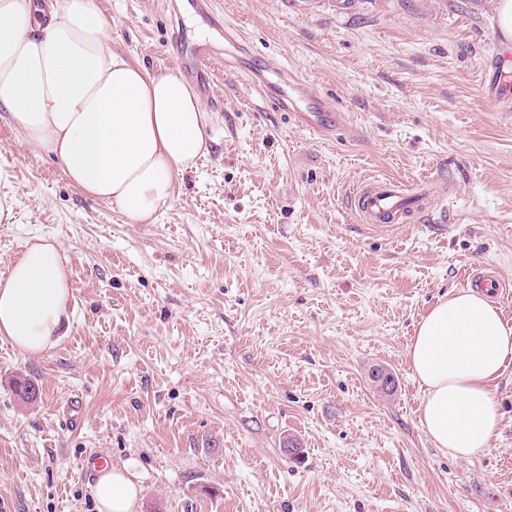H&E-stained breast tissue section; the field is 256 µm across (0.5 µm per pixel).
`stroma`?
<instances>
[{
    "label": "stroma",
    "mask_w": 512,
    "mask_h": 512,
    "mask_svg": "<svg viewBox=\"0 0 512 512\" xmlns=\"http://www.w3.org/2000/svg\"><path fill=\"white\" fill-rule=\"evenodd\" d=\"M98 2L113 50L180 73L160 0ZM219 2L351 122L313 137L216 60L203 107L223 139L133 224L0 112V278L46 236L73 288L56 345L0 340V507L97 512L82 471L97 453L137 474L136 512H512V364L490 385V449L467 460L423 431L407 355L466 268L512 281V112L483 88L512 55L498 0ZM371 176L453 177L446 230L361 226L347 198ZM20 376L35 402L15 397Z\"/></svg>",
    "instance_id": "35a3bbf8"
}]
</instances>
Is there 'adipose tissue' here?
<instances>
[{
  "label": "adipose tissue",
  "mask_w": 512,
  "mask_h": 512,
  "mask_svg": "<svg viewBox=\"0 0 512 512\" xmlns=\"http://www.w3.org/2000/svg\"><path fill=\"white\" fill-rule=\"evenodd\" d=\"M111 34L96 0H0V110L76 187L150 224L224 130L180 76L150 75L112 50ZM70 298L58 244L38 238L0 280V337L43 352ZM408 359L435 447L484 454L500 419L489 386L512 362V325L489 295L470 288L440 299L418 322ZM92 495L98 512H135L140 488L128 469L110 467Z\"/></svg>",
  "instance_id": "ef3b65f1"
}]
</instances>
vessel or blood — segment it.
I'll use <instances>...</instances> for the list:
<instances>
[{
    "label": "vessel or blood",
    "instance_id": "vessel-or-blood-1",
    "mask_svg": "<svg viewBox=\"0 0 512 512\" xmlns=\"http://www.w3.org/2000/svg\"><path fill=\"white\" fill-rule=\"evenodd\" d=\"M190 8L211 17L217 28L223 29L224 41L232 46V58L238 63H248L247 75L251 84L277 109L287 113L301 130L318 135H335L347 121L344 113L329 109L312 93L310 88L296 79H283L279 65L272 60L254 62L249 44L240 31L225 24L223 15L216 8V0H187ZM170 48L176 58L186 61L185 74L202 94H210L214 85L212 64L216 54L210 43H190L181 35H173ZM433 192L423 186L400 180L372 179L354 191L351 210L359 221L372 230H390L401 220L420 213H433Z\"/></svg>",
    "mask_w": 512,
    "mask_h": 512
}]
</instances>
